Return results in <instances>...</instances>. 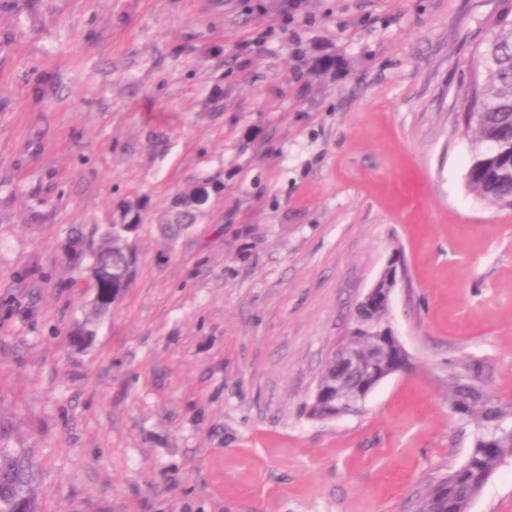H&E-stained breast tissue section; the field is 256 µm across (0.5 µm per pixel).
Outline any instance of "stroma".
Instances as JSON below:
<instances>
[{
  "label": "stroma",
  "instance_id": "obj_1",
  "mask_svg": "<svg viewBox=\"0 0 512 512\" xmlns=\"http://www.w3.org/2000/svg\"><path fill=\"white\" fill-rule=\"evenodd\" d=\"M288 2L0 0V418L38 512H409L469 448L448 360L512 394V210L468 194L459 124L502 0ZM136 217L130 285L74 345L61 247ZM394 260L409 369L308 419ZM470 512H512L511 461Z\"/></svg>",
  "mask_w": 512,
  "mask_h": 512
}]
</instances>
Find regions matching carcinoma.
Masks as SVG:
<instances>
[{"mask_svg": "<svg viewBox=\"0 0 512 512\" xmlns=\"http://www.w3.org/2000/svg\"><path fill=\"white\" fill-rule=\"evenodd\" d=\"M491 24L488 37L473 60L463 132L473 142L466 175L468 191L477 199L512 209V0ZM130 227L96 225L90 232H72L67 244L72 274L93 270L100 281V300L75 332L82 342L94 335L96 320L112 298L130 283ZM388 310L359 308L343 345L361 356L356 373L374 376L373 368L391 371L401 364L396 341L385 333ZM493 367L486 360L465 356L448 361V408L462 430L471 432L465 459L437 478L421 493L415 512H469L474 495L483 490L496 470L512 460V405L501 402L492 382ZM336 355L319 372L316 394L304 405L308 418L327 420L336 413ZM8 431L0 425V512H36L26 486L33 462L7 446Z\"/></svg>", "mask_w": 512, "mask_h": 512, "instance_id": "cac0c4a2", "label": "carcinoma"}]
</instances>
